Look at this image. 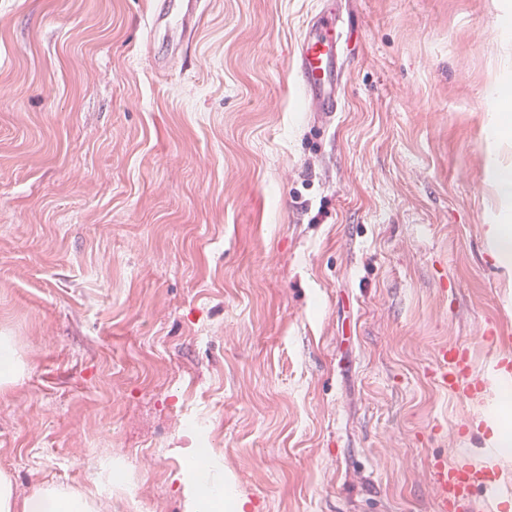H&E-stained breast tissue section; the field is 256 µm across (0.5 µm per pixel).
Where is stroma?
Instances as JSON below:
<instances>
[{
    "label": "stroma",
    "instance_id": "obj_1",
    "mask_svg": "<svg viewBox=\"0 0 512 512\" xmlns=\"http://www.w3.org/2000/svg\"><path fill=\"white\" fill-rule=\"evenodd\" d=\"M320 0H207L162 72L152 0H0V393L16 494L186 512L193 451L242 512H435L433 454L476 462L512 404L436 388L512 331L487 230L512 0H339L342 109L292 52ZM22 373L13 342L8 336H0V392L15 383Z\"/></svg>",
    "mask_w": 512,
    "mask_h": 512
}]
</instances>
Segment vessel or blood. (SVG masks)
Returning <instances> with one entry per match:
<instances>
[{
	"instance_id": "1",
	"label": "vessel or blood",
	"mask_w": 512,
	"mask_h": 512,
	"mask_svg": "<svg viewBox=\"0 0 512 512\" xmlns=\"http://www.w3.org/2000/svg\"><path fill=\"white\" fill-rule=\"evenodd\" d=\"M205 15V0H153L148 16L150 38H164L169 55L155 58L164 69L171 57L194 38ZM341 17L324 7L307 23L293 54V65L311 111L336 112L343 82V46L339 32ZM428 375L439 389L475 400H484L495 381L512 376V355L495 357L484 369H475L467 346L456 344L439 349ZM501 461L497 449L487 446L481 462L464 458H436L429 476L437 503L436 512H452L481 490L497 503L499 512H512V495L501 484Z\"/></svg>"
}]
</instances>
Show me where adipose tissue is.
<instances>
[{
    "label": "adipose tissue",
    "mask_w": 512,
    "mask_h": 512,
    "mask_svg": "<svg viewBox=\"0 0 512 512\" xmlns=\"http://www.w3.org/2000/svg\"><path fill=\"white\" fill-rule=\"evenodd\" d=\"M198 478L189 490V506L193 512H209L219 505L224 488L209 479L210 460L207 449L197 456ZM0 512H99L94 499L65 494L46 485L24 498H17L11 480L0 474Z\"/></svg>",
    "instance_id": "obj_1"
}]
</instances>
